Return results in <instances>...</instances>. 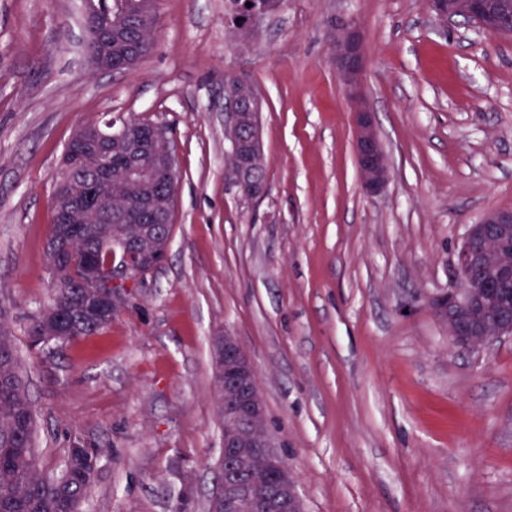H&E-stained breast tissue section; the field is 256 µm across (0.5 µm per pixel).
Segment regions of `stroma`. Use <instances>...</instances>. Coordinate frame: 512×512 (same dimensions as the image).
I'll list each match as a JSON object with an SVG mask.
<instances>
[{"mask_svg": "<svg viewBox=\"0 0 512 512\" xmlns=\"http://www.w3.org/2000/svg\"><path fill=\"white\" fill-rule=\"evenodd\" d=\"M366 35L362 84L390 162L358 176L324 20ZM133 70L92 71L83 0H0V326L35 406L44 474L101 449L84 512H208L222 420L214 341L252 362L304 512H512V337L448 342L429 299L471 224L512 210V37L428 0H287L250 41L224 0H158ZM255 87L265 192L228 172L224 82ZM170 130L179 169L166 261L100 333L51 351L27 327L53 282L45 244L82 124Z\"/></svg>", "mask_w": 512, "mask_h": 512, "instance_id": "35a3bbf8", "label": "stroma"}]
</instances>
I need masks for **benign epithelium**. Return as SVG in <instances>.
<instances>
[{"instance_id": "1", "label": "benign epithelium", "mask_w": 512, "mask_h": 512, "mask_svg": "<svg viewBox=\"0 0 512 512\" xmlns=\"http://www.w3.org/2000/svg\"><path fill=\"white\" fill-rule=\"evenodd\" d=\"M434 21L441 27L457 18L470 23L485 36H512V17L503 21L504 13L497 10L494 0H430ZM277 10L271 3L251 12L249 25L240 29L245 34L260 32L267 19ZM112 22L88 28L89 41L94 46L93 69L112 70ZM325 31L332 49L336 77L352 103L355 130L354 149L358 172L364 189L379 193L390 177V165L378 135L373 112L368 107L361 84L366 60L365 31L350 15L328 14ZM224 124L232 149L246 136L261 153L260 100L243 76H233L224 82ZM104 136L97 123H87L74 133L70 152L77 154L100 146ZM121 150L126 155L123 167L124 183L133 199L121 209L112 207V162L98 172L92 186L76 182L69 186L68 204L61 211L59 223L78 224L86 211L114 213L119 224L128 223L135 214L147 212L154 219L139 228L140 243L151 246L158 237V225L165 223L160 201L152 188L169 187L175 183L176 169L161 161L141 162L138 144L107 147L104 153ZM260 166L243 158H230V172L239 193L254 199L264 193ZM125 267L114 272L110 268L90 266L85 271L87 282L100 289L99 309L118 312L126 291L136 280L139 256H126ZM454 281L447 290L433 296L429 302L435 317L448 330L451 344L462 348H478L502 336L512 335V317L489 321L494 310L512 308V210L492 211L470 225L454 262ZM216 381L220 396L224 447L232 448L235 460L254 468V477L241 479L233 468L221 470V480L211 499L212 512H304L298 484L283 457L274 449L273 437L267 428L266 407L257 384L256 372L243 347L232 336L217 342Z\"/></svg>"}]
</instances>
